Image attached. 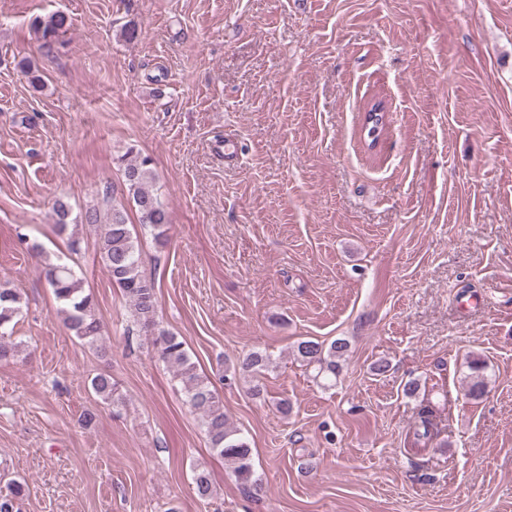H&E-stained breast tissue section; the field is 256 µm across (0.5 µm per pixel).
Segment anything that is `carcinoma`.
Segmentation results:
<instances>
[{
	"instance_id": "1",
	"label": "carcinoma",
	"mask_w": 512,
	"mask_h": 512,
	"mask_svg": "<svg viewBox=\"0 0 512 512\" xmlns=\"http://www.w3.org/2000/svg\"><path fill=\"white\" fill-rule=\"evenodd\" d=\"M44 43L53 42L70 26V18L63 11H56L46 18L35 20ZM125 180L128 197L139 216V223L155 230V239L163 244L168 226V210L163 194L155 184L152 160L135 156L126 163ZM54 221L59 233H69L71 248H77L78 225L70 220L71 209L58 200L53 205ZM84 221L99 230L98 250L101 262L113 286L119 288L129 306L134 322L151 335V341L161 361L173 368L175 378L184 391L187 403L201 420L210 448L230 462L233 475L246 487H258L261 478L254 469L252 448L248 441L229 422L224 413V402L211 389L207 377L197 372L195 363L185 349L184 342L161 328L157 321L156 286L152 278L142 271L141 244L134 225L127 222L126 212L112 206L110 194L101 202L87 209ZM45 280L60 304L65 328L78 339L91 346H98L103 326L96 315L91 294L82 285L71 267L46 263ZM22 309L20 293L7 285L0 286V361L15 356L12 341L14 319ZM349 350V342L338 338L329 345L302 340L295 346L296 359L315 371V377L333 385L341 370L340 361ZM271 364L270 355L264 350H252L233 365L238 373L257 381ZM471 370L467 396L479 400L485 394L487 378L485 362L479 358L469 363ZM95 394L103 401L115 404L116 396L112 377L99 373L91 380ZM417 439L431 440L434 436L433 410L426 406L420 413V423L415 431ZM193 490L201 500L213 497L215 487L209 472L204 468L194 471ZM23 486L15 481L0 486V512H19L16 503L22 496Z\"/></svg>"
}]
</instances>
